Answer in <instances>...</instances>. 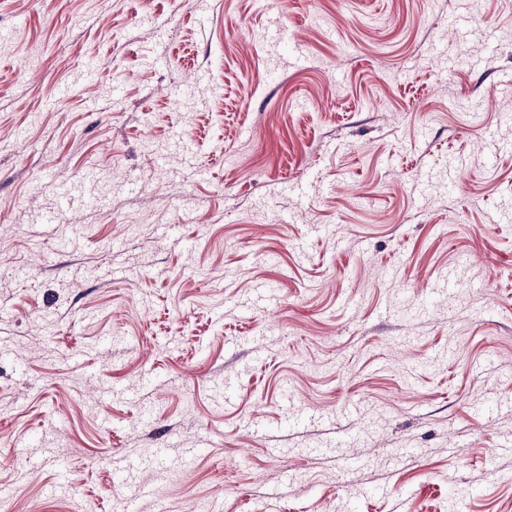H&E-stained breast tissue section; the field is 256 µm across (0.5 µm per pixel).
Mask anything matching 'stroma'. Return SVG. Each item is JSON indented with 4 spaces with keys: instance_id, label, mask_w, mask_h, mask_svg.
Segmentation results:
<instances>
[{
    "instance_id": "stroma-1",
    "label": "stroma",
    "mask_w": 512,
    "mask_h": 512,
    "mask_svg": "<svg viewBox=\"0 0 512 512\" xmlns=\"http://www.w3.org/2000/svg\"><path fill=\"white\" fill-rule=\"evenodd\" d=\"M512 0H0V512H512Z\"/></svg>"
}]
</instances>
